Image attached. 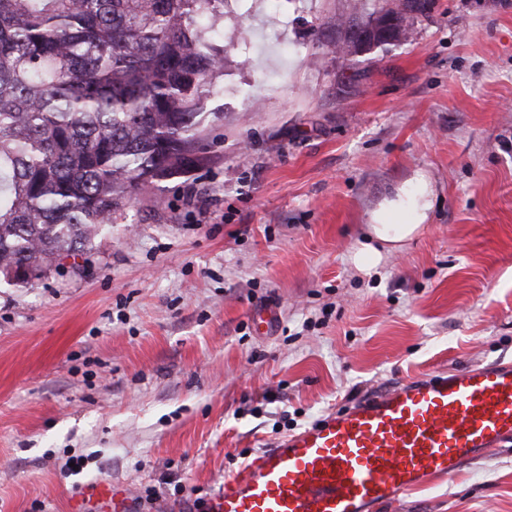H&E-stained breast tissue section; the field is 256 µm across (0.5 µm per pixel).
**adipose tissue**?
<instances>
[{
    "label": "adipose tissue",
    "instance_id": "adipose-tissue-1",
    "mask_svg": "<svg viewBox=\"0 0 512 512\" xmlns=\"http://www.w3.org/2000/svg\"><path fill=\"white\" fill-rule=\"evenodd\" d=\"M433 196L427 175L415 172L372 213L365 239L352 256L354 264L371 269L384 254L400 250L420 236L430 217Z\"/></svg>",
    "mask_w": 512,
    "mask_h": 512
}]
</instances>
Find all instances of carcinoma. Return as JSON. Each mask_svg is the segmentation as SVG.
Listing matches in <instances>:
<instances>
[{
  "mask_svg": "<svg viewBox=\"0 0 512 512\" xmlns=\"http://www.w3.org/2000/svg\"><path fill=\"white\" fill-rule=\"evenodd\" d=\"M431 0L339 23L343 61L412 38ZM224 0H0V279L90 251L135 198L201 160Z\"/></svg>",
  "mask_w": 512,
  "mask_h": 512,
  "instance_id": "1",
  "label": "carcinoma"
}]
</instances>
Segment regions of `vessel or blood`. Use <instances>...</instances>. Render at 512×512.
Returning a JSON list of instances; mask_svg holds the SVG:
<instances>
[{
  "instance_id": "b4317fda",
  "label": "vessel or blood",
  "mask_w": 512,
  "mask_h": 512,
  "mask_svg": "<svg viewBox=\"0 0 512 512\" xmlns=\"http://www.w3.org/2000/svg\"><path fill=\"white\" fill-rule=\"evenodd\" d=\"M512 440V362L407 380L225 476L205 512H377Z\"/></svg>"
}]
</instances>
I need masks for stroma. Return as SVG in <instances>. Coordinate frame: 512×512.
<instances>
[{
  "mask_svg": "<svg viewBox=\"0 0 512 512\" xmlns=\"http://www.w3.org/2000/svg\"><path fill=\"white\" fill-rule=\"evenodd\" d=\"M432 3L344 65L338 20L394 0H227L203 163L140 195L83 273L0 281V512H86L100 481L190 512L329 412L512 361V0ZM418 170L426 230L357 268ZM378 512H512V442Z\"/></svg>",
  "mask_w": 512,
  "mask_h": 512,
  "instance_id": "stroma-1",
  "label": "stroma"
}]
</instances>
